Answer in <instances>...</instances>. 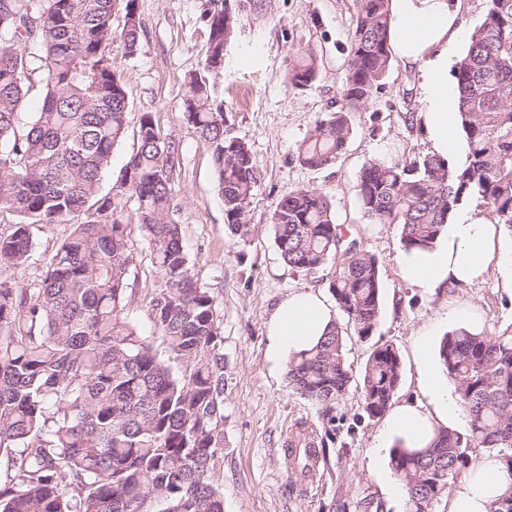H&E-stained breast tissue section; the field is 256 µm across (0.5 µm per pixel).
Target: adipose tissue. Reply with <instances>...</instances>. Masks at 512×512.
<instances>
[{"instance_id":"adipose-tissue-1","label":"adipose tissue","mask_w":512,"mask_h":512,"mask_svg":"<svg viewBox=\"0 0 512 512\" xmlns=\"http://www.w3.org/2000/svg\"><path fill=\"white\" fill-rule=\"evenodd\" d=\"M390 44L405 62L418 65L426 103L420 120L434 154L457 157L456 104L448 92V32L454 23L451 0H391ZM501 230L483 210L472 208L446 224L433 248L402 252L399 264L412 286L431 291L448 285H469L480 279L500 257ZM336 320L323 296L299 291L285 298L267 324V353L279 362L315 346ZM419 381L427 405L403 406L385 419L378 448L403 442L424 447L441 425L465 427L467 416L448 381L437 369L429 337L416 339ZM505 474L496 460H488L473 477L454 491L451 512H489V504Z\"/></svg>"}]
</instances>
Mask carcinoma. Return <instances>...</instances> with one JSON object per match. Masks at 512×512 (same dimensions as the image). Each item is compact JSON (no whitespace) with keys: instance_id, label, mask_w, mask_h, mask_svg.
I'll use <instances>...</instances> for the list:
<instances>
[{"instance_id":"obj_1","label":"carcinoma","mask_w":512,"mask_h":512,"mask_svg":"<svg viewBox=\"0 0 512 512\" xmlns=\"http://www.w3.org/2000/svg\"><path fill=\"white\" fill-rule=\"evenodd\" d=\"M201 7L204 70L217 77L233 4L202 0ZM137 15L136 0H0V209L20 217L0 235V271L28 266L33 226H74L30 283L0 280V512H224L210 480L224 447L222 319L193 272L181 225L169 220L178 146L151 114L140 117L115 192H99L129 110L112 54L118 43L136 52ZM389 25L390 0H358L339 101L300 144L301 165L329 168L345 151L355 114L390 70ZM30 41L38 52L24 49ZM316 72L309 48L289 79L302 89ZM454 74L466 162L434 154L372 161L357 176L363 214L397 226L405 250L431 247L473 198L512 233V0H487ZM34 88L38 112L21 126ZM183 116L210 152L224 223L247 239L258 179L249 142L202 77L190 81ZM130 200L158 274L145 300L165 359L125 314L135 260L124 218ZM271 227L289 267L307 274L332 265L329 291L342 316L317 346L289 358V384L327 417L355 385L366 412L383 415L401 382L398 349L374 346L358 377L344 353L345 334L367 340L381 319L379 259L346 235L315 188L283 196ZM439 357L468 423L435 429L425 448L391 449L404 512H434L485 453L506 473L489 512H512V324L494 333L457 328L442 339ZM287 451L293 474L311 476L306 451Z\"/></svg>"}]
</instances>
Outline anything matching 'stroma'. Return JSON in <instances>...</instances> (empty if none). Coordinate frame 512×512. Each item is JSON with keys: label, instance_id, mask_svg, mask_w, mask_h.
<instances>
[{"label": "stroma", "instance_id": "35a3bbf8", "mask_svg": "<svg viewBox=\"0 0 512 512\" xmlns=\"http://www.w3.org/2000/svg\"><path fill=\"white\" fill-rule=\"evenodd\" d=\"M201 0H137L143 33L135 55L116 48L113 66L126 79L130 110L127 135L114 148L101 193L113 190L131 153L143 113H151L164 135L179 146L180 165L169 216L181 225L194 273L216 297L223 319L224 447L211 478L224 496V512H357L360 502L403 512L404 496L389 465L376 453L383 420L369 416L357 389H350L334 418L303 400L288 384L286 366L267 356L266 324L290 293L327 292L330 270L295 271L278 254L270 218L289 191L314 187L329 199L336 221L381 264L382 316L372 339L347 337L345 354L361 372L374 343L396 346L403 362L394 405L425 402L415 363L416 336L433 343L455 330L452 312L475 309L486 332L512 323V294L502 286L506 267L491 265L482 280L433 293L411 286L401 274L400 231L372 223L355 192L359 170L369 162L409 160L431 153L420 125L409 113L423 110L416 67L393 58L388 76L368 108L354 117V133L336 164L313 170L299 164V143L326 112L336 107L344 60L355 26L357 0H240L238 21L224 52V73L216 80L225 111L250 143L259 179L249 219L251 236L234 238L224 222L210 154L182 117L189 79L203 72L206 27ZM457 40L448 45L460 57L486 10V0H454ZM313 49L318 72L312 84L294 88L288 73L298 50ZM134 276L126 316L139 334L157 342L145 295L157 277L149 249L135 239ZM312 427L323 453L314 482L293 478L286 464L288 436L297 425Z\"/></svg>", "mask_w": 512, "mask_h": 512}]
</instances>
